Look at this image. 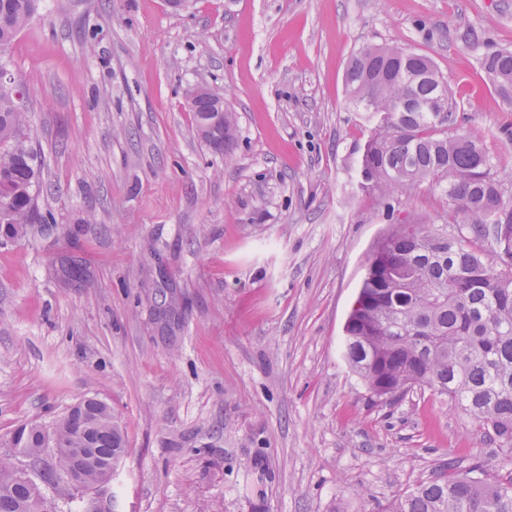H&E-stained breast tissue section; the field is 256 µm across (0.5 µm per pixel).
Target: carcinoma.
<instances>
[{"label": "carcinoma", "mask_w": 512, "mask_h": 512, "mask_svg": "<svg viewBox=\"0 0 512 512\" xmlns=\"http://www.w3.org/2000/svg\"><path fill=\"white\" fill-rule=\"evenodd\" d=\"M39 0H0V72L4 55L38 13ZM483 68L495 89L512 96V51L485 55ZM352 103L371 114L374 126L360 161L363 190L389 196L412 192L435 179L453 206L454 221L474 241L512 249V219L489 159L470 133L450 135L455 107L448 84L426 55L398 46H363L345 72ZM198 137L214 152L231 156L235 127H208L217 112L205 87L187 92ZM28 110L15 90L0 83V238L24 236L42 219L37 197L41 169L33 147ZM344 325L343 357L376 397L395 400L419 388L457 403L483 437L512 454V267L499 268L463 238L401 224L367 259ZM82 431L60 419L53 424V468L29 480L0 457V512H54L39 483L57 481L76 465L69 448H83L87 487L109 479L126 453L118 419L105 402L91 398L74 407ZM31 422L15 443L27 458L50 447ZM385 512H512V474L500 478L475 463L452 462L413 490L392 499Z\"/></svg>", "instance_id": "cac0c4a2"}]
</instances>
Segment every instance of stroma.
Masks as SVG:
<instances>
[{"label": "stroma", "instance_id": "obj_1", "mask_svg": "<svg viewBox=\"0 0 512 512\" xmlns=\"http://www.w3.org/2000/svg\"><path fill=\"white\" fill-rule=\"evenodd\" d=\"M366 43L434 60L512 207V100L482 66L512 0H42L8 51L48 220L0 244V456L24 466L8 432L95 397L127 440L116 512H381L451 459L512 473L448 397L375 400L342 357L394 225L460 233L435 184L359 186ZM194 86L234 112L232 160ZM210 90L206 87H193L187 92V103L190 112H193L195 130L198 137L205 142L214 152L223 153L225 158H230L231 151L234 145V132H235V121L232 127L224 130V126L232 123V112L228 106L224 103L221 96H218L219 107L224 126L216 124L213 127H208L212 120V113L217 112L216 99L207 91Z\"/></svg>", "mask_w": 512, "mask_h": 512}]
</instances>
